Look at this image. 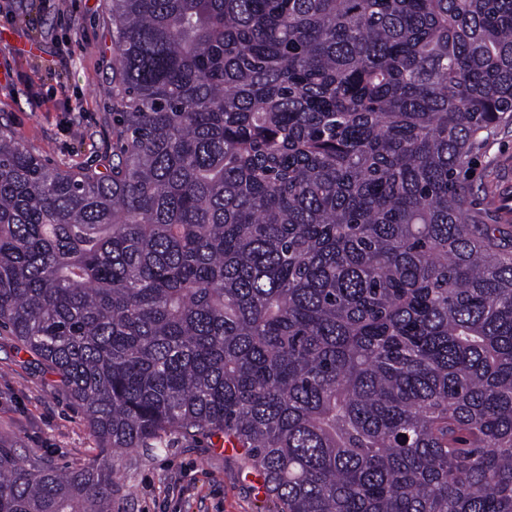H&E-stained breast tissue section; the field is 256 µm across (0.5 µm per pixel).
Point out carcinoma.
I'll list each match as a JSON object with an SVG mask.
<instances>
[{"instance_id": "cac0c4a2", "label": "carcinoma", "mask_w": 512, "mask_h": 512, "mask_svg": "<svg viewBox=\"0 0 512 512\" xmlns=\"http://www.w3.org/2000/svg\"><path fill=\"white\" fill-rule=\"evenodd\" d=\"M112 166L0 129V329L103 453L221 435L281 512H512V0H112ZM0 450V512H112ZM505 156L512 157V125L498 129L487 143L476 153L465 178L476 190L486 178H492L498 185L499 164Z\"/></svg>"}]
</instances>
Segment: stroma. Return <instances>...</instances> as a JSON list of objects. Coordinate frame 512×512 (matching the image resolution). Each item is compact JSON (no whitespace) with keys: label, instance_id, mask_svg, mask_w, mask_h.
Listing matches in <instances>:
<instances>
[{"label":"stroma","instance_id":"1","mask_svg":"<svg viewBox=\"0 0 512 512\" xmlns=\"http://www.w3.org/2000/svg\"><path fill=\"white\" fill-rule=\"evenodd\" d=\"M110 0H0V125L65 170L112 158ZM512 157V125L476 153L465 178H497ZM0 446L26 461L68 468L101 463L80 407L33 353L0 335ZM112 512H279L255 470L222 436L179 438L165 450L115 457Z\"/></svg>","mask_w":512,"mask_h":512}]
</instances>
